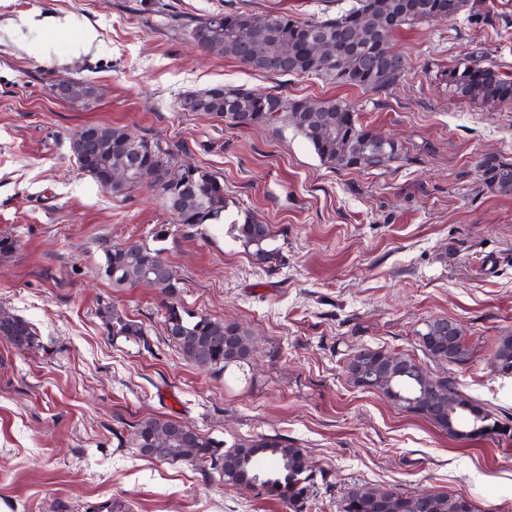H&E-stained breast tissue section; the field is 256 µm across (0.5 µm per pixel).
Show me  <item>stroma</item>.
Segmentation results:
<instances>
[{
  "label": "stroma",
  "instance_id": "stroma-1",
  "mask_svg": "<svg viewBox=\"0 0 512 512\" xmlns=\"http://www.w3.org/2000/svg\"><path fill=\"white\" fill-rule=\"evenodd\" d=\"M353 0H0V310L31 323L26 349L0 338V512H86L108 498L130 512H284L269 495L224 486L186 462L162 463L128 442L163 416L217 440L269 437L302 448L317 473V512H338L361 486L468 497L477 512H512V436L458 440L345 370L362 348L411 355L448 374L512 427V376L492 349L512 335V196L492 192L477 163L512 161V104L463 102L439 79L483 53L512 79V0L466 16L401 27L409 62L396 89L365 93L317 76L258 73L200 52L174 16L224 11H343ZM92 81L78 110L54 92ZM215 85L271 90L312 104L339 99L405 156L374 170L332 169L293 128L227 127L180 97ZM122 126L169 144L180 162L224 181L225 221L173 223L146 189L113 195L79 170L71 133ZM271 225L285 262L257 264L231 226ZM161 241L182 305L247 326L244 379L196 367L164 336L165 297L118 290L107 247ZM141 323L145 342L108 336L100 311ZM447 317L471 348L465 362L424 357L417 329Z\"/></svg>",
  "mask_w": 512,
  "mask_h": 512
}]
</instances>
